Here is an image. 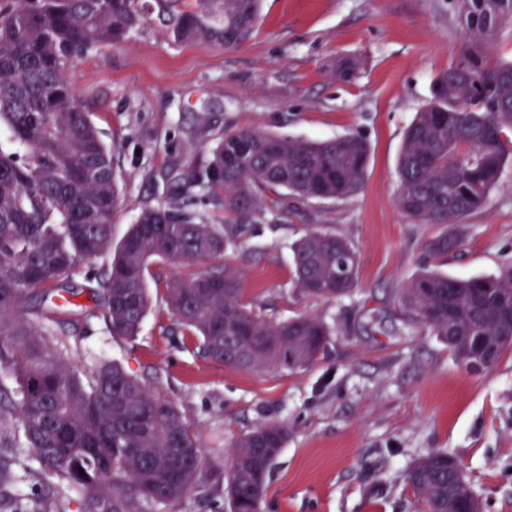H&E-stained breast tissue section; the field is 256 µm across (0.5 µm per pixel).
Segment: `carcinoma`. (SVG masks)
Here are the masks:
<instances>
[{"label":"carcinoma","mask_w":512,"mask_h":512,"mask_svg":"<svg viewBox=\"0 0 512 512\" xmlns=\"http://www.w3.org/2000/svg\"><path fill=\"white\" fill-rule=\"evenodd\" d=\"M178 42L237 48L251 36L261 0H158ZM465 20L457 60L433 80L431 100L407 127L398 164V204L415 224L440 232L438 258L462 244L457 225L483 210L512 155V60H495L497 36L512 30V0H455ZM144 21L135 0H4L0 5V408L13 418L28 455L79 492V512H160L199 482L200 448L177 407L120 363L91 373L73 364L64 306L52 301L83 261L109 254L97 282L98 314L109 333L135 339L152 307L154 263L205 265L236 246L237 234L174 201L146 207L118 244L119 204L112 149L79 103L68 72ZM369 149L359 135L312 142L243 126L224 133L194 181L209 201L255 221L288 212L278 191L299 201L346 199L363 182ZM276 197H271L268 192ZM296 286L319 299L352 294L358 258L329 231L292 246ZM415 324L441 338L460 364L491 369L512 351V270L453 279L423 270L401 290ZM170 313L198 336L203 352L233 368L302 369L324 351L328 328L302 315L271 321L244 299L232 271L202 270L167 286ZM287 430L262 425L238 439L225 482L230 512H260L270 469ZM433 451L407 474L427 512H457L463 473Z\"/></svg>","instance_id":"cac0c4a2"}]
</instances>
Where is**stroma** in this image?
<instances>
[{
  "label": "stroma",
  "mask_w": 512,
  "mask_h": 512,
  "mask_svg": "<svg viewBox=\"0 0 512 512\" xmlns=\"http://www.w3.org/2000/svg\"><path fill=\"white\" fill-rule=\"evenodd\" d=\"M136 4L145 15L138 31L70 71L115 156V238L143 208L176 199L235 229L236 217L201 205L190 183L225 131L248 125L307 141L354 133L370 148L357 194L289 201L288 217L249 225L237 248L209 265L235 270L266 318L307 314L328 327L324 354L307 368L250 372L206 356L165 302L167 284L196 265H152L153 307L133 340L84 317L92 285L71 278L63 330L74 362L90 371L119 361L173 402L198 440L203 476L176 512H227L231 446L265 424L285 426L288 439L260 512H423L405 475L433 450L457 459L484 512H512V354L492 370H465L410 320L401 295L424 269L458 279L512 269V161L485 209L460 225L462 247L444 257L426 248L435 227L411 223L397 204L404 131L462 41L454 0H261L252 37L235 49L175 41L156 0ZM351 61L355 78L338 79ZM313 230L356 250L352 295L316 299L297 288L290 247ZM0 455L13 461L11 479L0 483L5 512H34L39 490L57 512H77L78 494L28 456L7 418Z\"/></svg>",
  "instance_id": "35a3bbf8"
}]
</instances>
